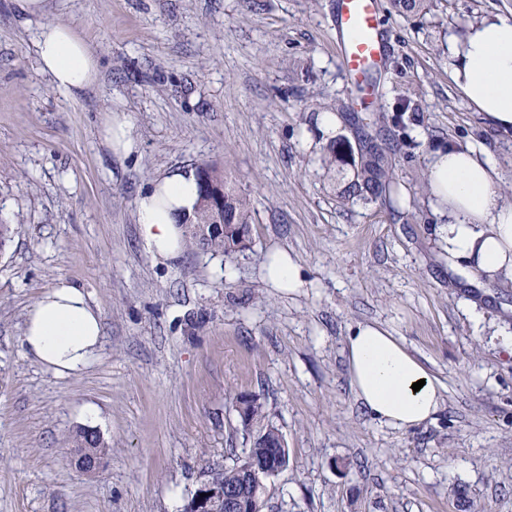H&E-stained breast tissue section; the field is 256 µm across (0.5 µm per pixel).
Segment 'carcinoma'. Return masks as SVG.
<instances>
[{
	"instance_id": "1",
	"label": "carcinoma",
	"mask_w": 512,
	"mask_h": 512,
	"mask_svg": "<svg viewBox=\"0 0 512 512\" xmlns=\"http://www.w3.org/2000/svg\"><path fill=\"white\" fill-rule=\"evenodd\" d=\"M344 140L331 141L323 156V165L327 168L349 166L353 170L352 180L346 184L341 194L347 201H381L391 202L398 199L399 183L396 181L394 168L389 160L386 148L378 139L365 134L358 139L356 153L348 156L342 145ZM197 175L205 176L212 190L198 184L199 199L191 217L181 225V238L184 248L191 253L219 254L232 257L247 248L250 241L249 232L252 224L253 206L251 199L237 190L224 172L214 165L204 163L199 166ZM218 192L224 199L225 230L212 231L209 224L214 222L218 213L213 205V193ZM235 405L241 406L238 422L241 430L251 436L252 445L260 451L275 452L283 436L273 424H268L257 434H251L255 421L264 417V406L260 399L252 395L241 394L235 398ZM73 448H104L102 438L88 432L86 428L74 431L69 439ZM241 461L224 467V493L229 497L244 494L252 495V487L244 486L240 479Z\"/></svg>"
}]
</instances>
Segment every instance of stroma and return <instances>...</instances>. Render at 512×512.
Listing matches in <instances>:
<instances>
[{"label": "stroma", "instance_id": "35a3bbf8", "mask_svg": "<svg viewBox=\"0 0 512 512\" xmlns=\"http://www.w3.org/2000/svg\"><path fill=\"white\" fill-rule=\"evenodd\" d=\"M335 0H51L48 20L92 47L100 79L74 99L40 73L33 36L0 0V512H180L205 468L250 439L237 394L261 398L288 448L264 512H512V282L469 285L439 246L423 183L452 144L487 152L512 203V134L494 129L448 78L451 46L512 0H435L416 13L381 0L389 54L378 81L414 148L391 145L402 212L339 197L317 116L356 141L361 113L337 112L349 85L336 58ZM127 114L134 149L101 143L107 111ZM208 162L253 203L248 247L226 258L154 256L136 199L166 171ZM292 255L303 288L262 277ZM83 288L104 339L80 374L22 350L28 308L57 279ZM401 338L444 386L436 418L372 420L350 390L351 326ZM109 450L93 473L71 462L76 427Z\"/></svg>", "mask_w": 512, "mask_h": 512}]
</instances>
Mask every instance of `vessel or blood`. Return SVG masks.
I'll return each mask as SVG.
<instances>
[{
	"label": "vessel or blood",
	"instance_id": "b4317fda",
	"mask_svg": "<svg viewBox=\"0 0 512 512\" xmlns=\"http://www.w3.org/2000/svg\"><path fill=\"white\" fill-rule=\"evenodd\" d=\"M336 54L351 88L350 105L362 110L377 105L375 80L387 58L380 0H336Z\"/></svg>",
	"mask_w": 512,
	"mask_h": 512
}]
</instances>
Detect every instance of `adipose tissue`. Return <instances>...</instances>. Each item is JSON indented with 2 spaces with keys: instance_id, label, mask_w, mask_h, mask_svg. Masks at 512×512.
<instances>
[{
  "instance_id": "ef3b65f1",
  "label": "adipose tissue",
  "mask_w": 512,
  "mask_h": 512,
  "mask_svg": "<svg viewBox=\"0 0 512 512\" xmlns=\"http://www.w3.org/2000/svg\"><path fill=\"white\" fill-rule=\"evenodd\" d=\"M12 4L21 23L42 20L34 47L38 68L52 85L74 97L92 89L99 78L95 54L71 26L44 21L48 0ZM448 77L493 125L512 130V15L473 24L453 50ZM495 177L490 156L468 147L436 151L429 163L430 193L445 217L439 228L445 251L465 261L469 278L512 281V205L501 202ZM196 200L197 178L185 169L140 193L137 222L155 256L181 253L179 226ZM102 322L84 288L61 279L28 309L20 344L55 373L75 375L97 355ZM345 352L354 395L379 424L408 429L435 419L442 386L400 338L380 324L360 323L347 336Z\"/></svg>"
}]
</instances>
